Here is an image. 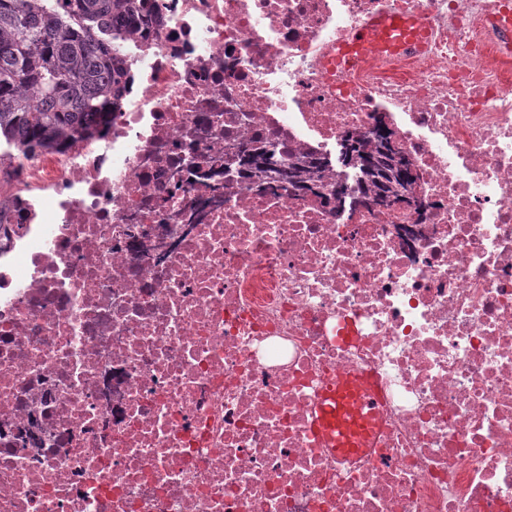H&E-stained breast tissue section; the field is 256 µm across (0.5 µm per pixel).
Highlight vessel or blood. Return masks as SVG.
Here are the masks:
<instances>
[{
	"label": "vessel or blood",
	"instance_id": "b4317fda",
	"mask_svg": "<svg viewBox=\"0 0 512 512\" xmlns=\"http://www.w3.org/2000/svg\"><path fill=\"white\" fill-rule=\"evenodd\" d=\"M424 38L422 27L393 15L371 18L351 37L353 51L369 54L385 49L418 48ZM375 410L365 384L354 376H340L326 393L317 423L321 434L339 453L351 454L365 448L373 432Z\"/></svg>",
	"mask_w": 512,
	"mask_h": 512
}]
</instances>
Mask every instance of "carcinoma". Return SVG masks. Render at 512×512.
Returning <instances> with one entry per match:
<instances>
[{"mask_svg":"<svg viewBox=\"0 0 512 512\" xmlns=\"http://www.w3.org/2000/svg\"><path fill=\"white\" fill-rule=\"evenodd\" d=\"M151 11V0H0V143L27 155L94 137L123 76L98 26L110 23L119 36ZM385 139L358 151L375 194L391 182Z\"/></svg>","mask_w":512,"mask_h":512,"instance_id":"carcinoma-1","label":"carcinoma"}]
</instances>
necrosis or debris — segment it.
<instances>
[{
    "label": "necrosis or debris",
    "instance_id": "4bbe7bcc",
    "mask_svg": "<svg viewBox=\"0 0 512 512\" xmlns=\"http://www.w3.org/2000/svg\"><path fill=\"white\" fill-rule=\"evenodd\" d=\"M382 13L423 46L327 69ZM508 13L155 0L102 135L0 153V512H512ZM382 128L422 208L358 192ZM341 373L378 421L348 458ZM372 395L355 376H340L325 394L317 423L333 448L351 454L365 448L373 432Z\"/></svg>",
    "mask_w": 512,
    "mask_h": 512
}]
</instances>
